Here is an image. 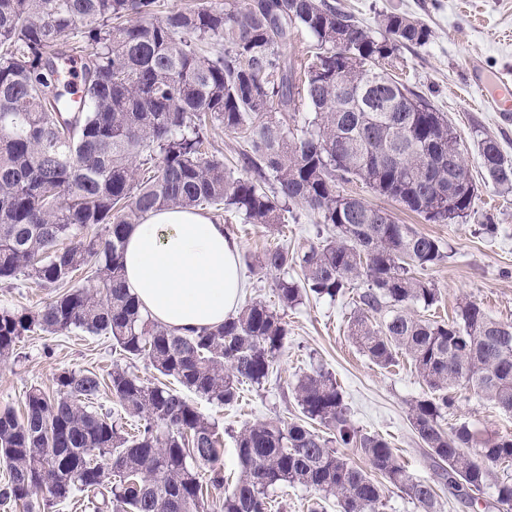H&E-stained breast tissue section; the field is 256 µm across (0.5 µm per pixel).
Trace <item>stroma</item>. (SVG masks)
Wrapping results in <instances>:
<instances>
[{
	"instance_id": "obj_1",
	"label": "stroma",
	"mask_w": 512,
	"mask_h": 512,
	"mask_svg": "<svg viewBox=\"0 0 512 512\" xmlns=\"http://www.w3.org/2000/svg\"><path fill=\"white\" fill-rule=\"evenodd\" d=\"M365 27L379 30L383 14L397 10L425 23L431 37L424 47L404 49L405 68L398 79L415 93L424 95L442 112L461 137L465 162L477 188L475 211L460 224H430L397 202L377 196L359 182L346 184L347 192L389 212L396 221L442 240L445 258L422 270L421 276L437 290L439 301L432 308L413 307L424 318H455L460 303L480 304L493 318L512 323V193L501 191L485 178L477 142L484 136L497 139L512 161V122L498 113L474 108L477 97L466 84L470 63L486 74L512 68V0H338ZM215 219L238 243L244 278L243 302H277V273L260 269L258 255L279 244L296 247L315 241L319 226L305 208H295L280 231L273 232L239 223L227 212ZM493 220L496 230L484 234L481 226ZM53 295L52 290L18 279L0 283V307L33 311ZM354 289L335 300L305 298L285 314L288 340L272 374L263 383L241 386V398L231 406H217L199 396L192 403L219 425L224 440L225 473L237 469L235 435L246 425L272 418L297 421L302 417L294 395L297 379L320 370L332 375L339 386L352 424L358 430L385 437L409 471L429 479L433 467L414 436L409 411L411 403L425 396L427 387L410 360L400 357L397 366L382 368L358 350L348 333L354 313ZM128 363L144 382L163 383L146 360L126 361L104 336L71 332L64 335L26 336L14 357L0 360V410L23 414L24 399L31 387L53 392L55 378L65 369L90 370L107 376L114 364ZM483 432L512 433V413L458 391L456 403L443 420L444 427L460 423Z\"/></svg>"
}]
</instances>
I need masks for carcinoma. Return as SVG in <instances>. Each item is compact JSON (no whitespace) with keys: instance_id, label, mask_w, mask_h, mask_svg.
<instances>
[{"instance_id":"obj_1","label":"carcinoma","mask_w":512,"mask_h":512,"mask_svg":"<svg viewBox=\"0 0 512 512\" xmlns=\"http://www.w3.org/2000/svg\"><path fill=\"white\" fill-rule=\"evenodd\" d=\"M300 30L313 45L297 62L283 48ZM430 36L399 12L383 15L376 36L331 0L168 10L161 0H0V282L23 276L57 291L34 311L0 309V360L29 332L80 330L231 405L241 384L273 372L288 336L284 311L305 294L333 300L364 281L350 337L381 367L406 354L426 385L410 423L435 481L414 478L386 439L355 429L336 380L314 371L294 386L306 421L272 419L235 436L239 470L220 512H268L270 492L285 484L335 497L340 512H382L390 489L420 512H442L438 484L484 494L491 470L512 465V434L479 438L442 421L460 388L512 413V324L473 301L450 322L409 314L438 301L411 268L441 261V241L340 190L360 181L433 224L474 212L460 136L388 72L403 65L401 48ZM71 53L82 62L76 99L59 90V61ZM216 123L244 139L253 177L231 176L202 150ZM478 151L486 179L512 190L497 140L481 138ZM142 156L156 161L148 177ZM204 205L268 230L301 205L333 234L258 256L279 273L277 307L252 301L218 326L181 334L149 318L126 288L123 240L150 211ZM82 268L89 285L68 288ZM295 269L300 284L288 277ZM104 388L123 414L98 406ZM24 406L21 417L0 411L3 502L47 512L87 491L94 512H214L209 489L224 487L218 427L180 392L116 365L106 380L65 370L54 393L33 387ZM495 504L512 512L511 480L497 484Z\"/></svg>"}]
</instances>
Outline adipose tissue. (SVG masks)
<instances>
[{"label":"adipose tissue","instance_id":"adipose-tissue-1","mask_svg":"<svg viewBox=\"0 0 512 512\" xmlns=\"http://www.w3.org/2000/svg\"><path fill=\"white\" fill-rule=\"evenodd\" d=\"M124 269L149 316L181 332L222 324L242 294L238 245L195 209L158 210L132 225Z\"/></svg>","mask_w":512,"mask_h":512}]
</instances>
